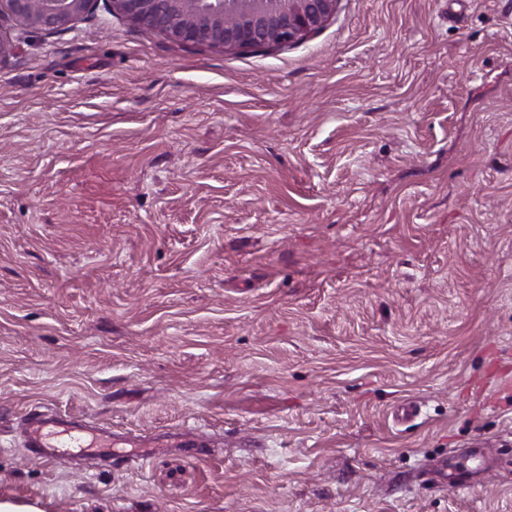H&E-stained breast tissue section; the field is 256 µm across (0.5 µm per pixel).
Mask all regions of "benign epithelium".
<instances>
[{
  "instance_id": "7a95c632",
  "label": "benign epithelium",
  "mask_w": 512,
  "mask_h": 512,
  "mask_svg": "<svg viewBox=\"0 0 512 512\" xmlns=\"http://www.w3.org/2000/svg\"><path fill=\"white\" fill-rule=\"evenodd\" d=\"M100 2L137 28L226 53L302 42L336 15L340 0H0V59L29 30L55 33Z\"/></svg>"
}]
</instances>
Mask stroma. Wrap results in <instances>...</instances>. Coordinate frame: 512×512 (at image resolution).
Returning <instances> with one entry per match:
<instances>
[{
  "label": "stroma",
  "mask_w": 512,
  "mask_h": 512,
  "mask_svg": "<svg viewBox=\"0 0 512 512\" xmlns=\"http://www.w3.org/2000/svg\"><path fill=\"white\" fill-rule=\"evenodd\" d=\"M45 408L206 446L50 465ZM0 501L512 512V0L226 54L99 10L1 59Z\"/></svg>",
  "instance_id": "stroma-1"
}]
</instances>
